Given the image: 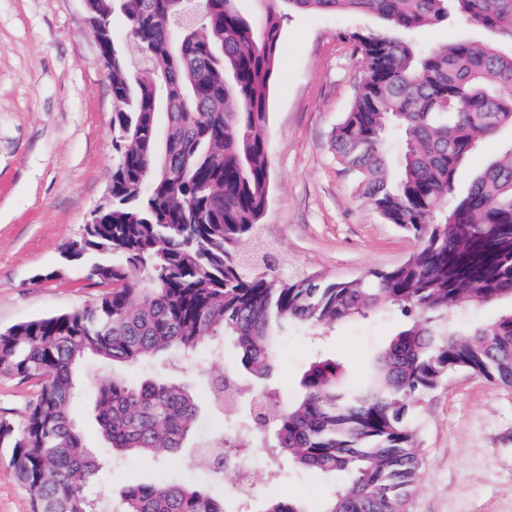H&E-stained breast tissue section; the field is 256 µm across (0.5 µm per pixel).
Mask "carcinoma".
<instances>
[{
	"mask_svg": "<svg viewBox=\"0 0 512 512\" xmlns=\"http://www.w3.org/2000/svg\"><path fill=\"white\" fill-rule=\"evenodd\" d=\"M104 23L112 81V204L84 228L68 261L106 288L81 309L0 333V375L33 382L21 421L0 417V447L31 496L32 512H104L90 487L106 463L85 447L72 414L84 385L79 359L114 366L164 358L167 375L91 382L98 432L119 457L162 461L195 433L198 403L184 362L206 342H230L241 368L207 383L224 407V381L244 426L182 458L224 478L243 452L322 475L344 474L317 512H405L420 480L419 404L448 374L512 386V142L464 193L456 177L480 143L512 127V0H264L261 18L237 0H90ZM358 12L384 31L355 32L365 73L331 147L358 196L419 248L401 264L357 279L291 276L239 248L255 240L268 203L266 126L288 11ZM122 17L147 68L129 71L112 18ZM463 17L489 39L424 48L419 28ZM402 136L396 163L387 129ZM509 303L488 322H457L466 306ZM390 313L405 319L368 372L345 379L315 358L290 401L265 380L283 327L333 330ZM119 512H224L194 481L133 483ZM262 512H310L269 500Z\"/></svg>",
	"mask_w": 512,
	"mask_h": 512,
	"instance_id": "1",
	"label": "carcinoma"
}]
</instances>
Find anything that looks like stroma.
Masks as SVG:
<instances>
[{
	"label": "stroma",
	"mask_w": 512,
	"mask_h": 512,
	"mask_svg": "<svg viewBox=\"0 0 512 512\" xmlns=\"http://www.w3.org/2000/svg\"><path fill=\"white\" fill-rule=\"evenodd\" d=\"M357 13L297 12L285 19L271 90L267 136L271 191L262 218L265 237L292 275L350 280L403 262L418 247L357 197L337 164L333 131L348 112L364 67L351 35L377 28ZM112 84L87 24L83 0H0V332L17 323L83 307L103 289L64 258L106 198L112 147ZM397 316L350 321L313 340L288 329L274 381L299 392L309 362L323 355L357 378L387 343ZM223 364L201 351L189 381L200 395L195 443L209 440L222 412L204 402L208 378ZM422 478L406 512H512V387L467 372L448 376L420 407ZM254 477L251 508L272 498L319 503L337 483L292 466L266 450L245 457ZM279 479H269L273 468ZM209 483L207 471L116 459L98 477L109 498L157 474ZM9 455L0 448V512H31Z\"/></svg>",
	"instance_id": "obj_1"
}]
</instances>
